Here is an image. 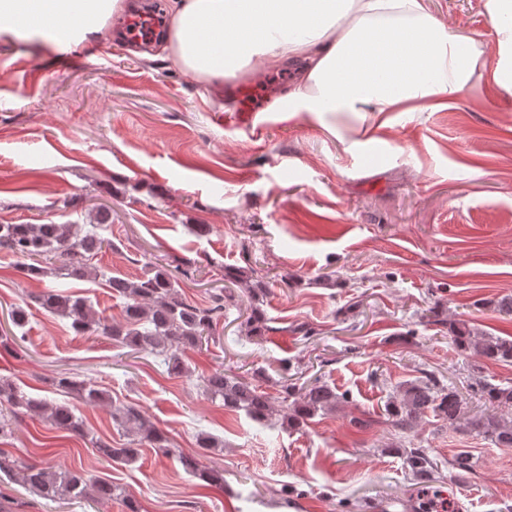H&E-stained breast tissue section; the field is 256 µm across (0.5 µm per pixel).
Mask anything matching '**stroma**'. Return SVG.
<instances>
[{"label":"stroma","instance_id":"35a3bbf8","mask_svg":"<svg viewBox=\"0 0 512 512\" xmlns=\"http://www.w3.org/2000/svg\"><path fill=\"white\" fill-rule=\"evenodd\" d=\"M433 15L484 44L493 28L482 0H430ZM128 21L115 14L89 52L43 53L0 36V224H82L84 206L108 205L115 250L99 255L107 276L135 277L147 261L170 256L199 266L181 296L204 306L243 268L266 288L269 330L256 342L238 330L248 292L233 287L214 342L186 353L190 375L168 374L160 357L133 354L35 302L42 289L65 290L96 311L119 316L121 299L104 279L66 273L22 276L0 251V379L36 398L67 402L86 427L78 436L25 410L0 450L34 465L86 471L134 496L140 512H419L421 484L397 448L428 449L438 487L457 512H512V447L460 432L434 416L399 432L389 399L421 371L472 398L475 379L512 384V364L458 354L451 328L512 336V99L488 82L451 108L400 117L366 155L314 122L225 123L249 89L259 109L284 89L278 63L259 61L222 90L201 85L156 54L131 50ZM82 199L75 208L73 199ZM205 224L208 235L190 233ZM23 306L27 326L8 314ZM312 335L302 338L297 325ZM244 375L263 368L265 390L282 377L320 379L342 399L296 430L280 418L259 423L203 395L201 373ZM76 374L107 391L91 406L51 384ZM132 406L165 429L177 453L224 473L220 485L192 477L176 456L144 448L132 463L95 450L127 438L112 418ZM220 442L203 451L200 434ZM467 478L451 467L459 451ZM6 512H127L122 502L50 501L0 481Z\"/></svg>","mask_w":512,"mask_h":512}]
</instances>
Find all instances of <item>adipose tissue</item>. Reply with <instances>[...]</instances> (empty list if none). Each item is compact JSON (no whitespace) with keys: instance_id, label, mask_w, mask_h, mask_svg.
I'll use <instances>...</instances> for the list:
<instances>
[{"instance_id":"adipose-tissue-1","label":"adipose tissue","mask_w":512,"mask_h":512,"mask_svg":"<svg viewBox=\"0 0 512 512\" xmlns=\"http://www.w3.org/2000/svg\"><path fill=\"white\" fill-rule=\"evenodd\" d=\"M124 0H0V35L79 52ZM493 44L435 19L428 0H171L158 51L199 82L258 60L297 62L272 104L277 120L312 116L350 150L381 142L401 115L444 109L491 77L512 97V0H483Z\"/></svg>"}]
</instances>
